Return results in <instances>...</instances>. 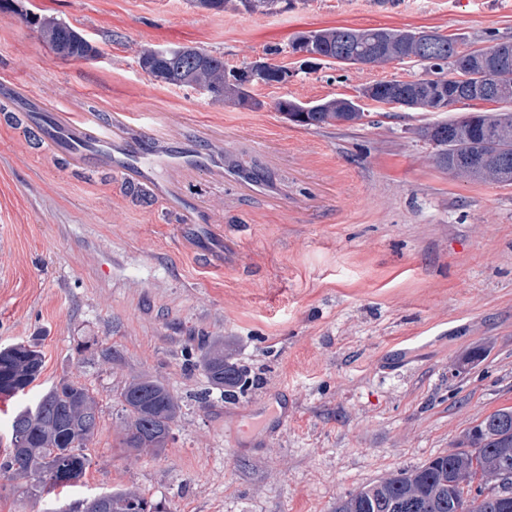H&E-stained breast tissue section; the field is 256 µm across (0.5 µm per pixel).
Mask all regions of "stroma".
Masks as SVG:
<instances>
[{
    "mask_svg": "<svg viewBox=\"0 0 512 512\" xmlns=\"http://www.w3.org/2000/svg\"><path fill=\"white\" fill-rule=\"evenodd\" d=\"M57 18L96 45L57 55L23 15ZM334 27L435 31L460 48L512 41V0H280L269 14L209 11L192 0H13L0 10V68L48 103L128 108L186 135L223 138L260 163L263 190L205 171L186 181L223 216L207 236L224 258L184 249L157 203L115 198L111 174L83 175L0 129V346L39 337L44 366L9 415L61 380L101 410L69 503L130 489L160 512H332L338 498L454 448L512 406V184L471 183L439 168L420 135L432 112L362 101L371 124L306 128L278 99L357 97L425 65L305 70L288 47ZM192 46L245 68L265 56L284 84H258L257 107L228 105L153 80L141 48ZM273 56H266V49ZM223 348L247 372L236 399L198 365ZM150 376L181 412L161 453H127L121 389ZM288 408L268 432L257 407Z\"/></svg>",
    "mask_w": 512,
    "mask_h": 512,
    "instance_id": "1",
    "label": "stroma"
}]
</instances>
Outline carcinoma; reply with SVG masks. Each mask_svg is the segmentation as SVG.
<instances>
[{
    "label": "carcinoma",
    "instance_id": "cac0c4a2",
    "mask_svg": "<svg viewBox=\"0 0 512 512\" xmlns=\"http://www.w3.org/2000/svg\"><path fill=\"white\" fill-rule=\"evenodd\" d=\"M198 6L222 11L242 4L250 12H270L278 0H196ZM41 38L63 57L91 60L100 50L67 23L56 18L25 15ZM316 49L343 65L385 62L406 57L436 69L430 81L434 90L460 94L471 111L448 120H437L421 129L422 138L437 148L435 161L448 173L474 182L512 184V42L491 47L488 57L455 51L456 39L447 46L419 53L414 33L389 28L336 27L311 32ZM140 67L154 80L176 87L205 85L225 100H253L249 86L277 81L281 67L258 75L249 83L225 79L224 58L205 53L192 60L159 59L151 48L139 54ZM376 102L406 97L418 110L434 107L420 82L378 81L366 88ZM349 98L321 100L310 105L305 126L322 128L336 122L359 124L366 118L351 108ZM203 370L215 388L233 397L247 383L245 372L224 359V351L202 354ZM43 354L39 338L0 348V395L13 397L40 376ZM125 412L119 445L126 452L161 453L171 437L179 405L168 388L149 376L132 379L119 393ZM100 420L98 403L90 389L74 380H63L42 394L33 407L15 412L11 419L10 448L0 457V474L25 481L27 496L42 499L59 486L78 483L90 466L85 453ZM512 458V407L498 409L469 427L455 449L424 465L401 471L336 500L334 512H512V482L490 491L485 484L503 458ZM155 512L156 506L128 489L104 491L70 512Z\"/></svg>",
    "mask_w": 512,
    "mask_h": 512
}]
</instances>
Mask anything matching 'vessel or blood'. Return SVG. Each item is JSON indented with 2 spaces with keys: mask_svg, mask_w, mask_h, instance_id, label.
<instances>
[{
  "mask_svg": "<svg viewBox=\"0 0 512 512\" xmlns=\"http://www.w3.org/2000/svg\"><path fill=\"white\" fill-rule=\"evenodd\" d=\"M0 95L20 108L15 117L0 118V124L25 128L43 156H64L68 167L86 174L112 173L127 190L160 203L189 245H197L203 228L220 223L221 217L211 203L184 193L188 174L206 168L218 189L228 181L261 182L255 165L236 156L223 140L200 141L177 130L160 133L144 113L47 108L40 95L3 71Z\"/></svg>",
  "mask_w": 512,
  "mask_h": 512,
  "instance_id": "1",
  "label": "vessel or blood"
}]
</instances>
